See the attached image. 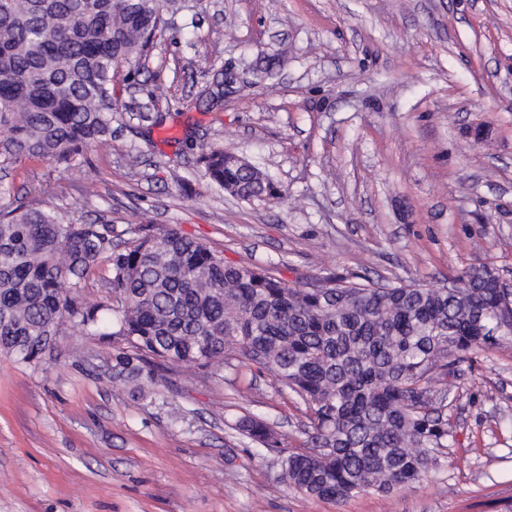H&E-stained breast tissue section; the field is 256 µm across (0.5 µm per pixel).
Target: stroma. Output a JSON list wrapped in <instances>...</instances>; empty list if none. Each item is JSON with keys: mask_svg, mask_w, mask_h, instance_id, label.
<instances>
[{"mask_svg": "<svg viewBox=\"0 0 512 512\" xmlns=\"http://www.w3.org/2000/svg\"><path fill=\"white\" fill-rule=\"evenodd\" d=\"M128 109L67 172L0 173V206L111 225L178 226L225 263L293 285L327 277L441 287L474 263L512 284V0H167ZM276 66H269V59ZM224 86V104L206 90ZM165 121L130 111L155 85ZM214 142L267 174L230 196L204 175ZM98 194L84 197L81 188ZM120 343L65 320L38 364L0 354V512H504L512 504V342L465 364L442 410L446 447L421 482L346 501L290 488L305 405L230 356L146 384ZM265 419L266 448L233 428Z\"/></svg>", "mask_w": 512, "mask_h": 512, "instance_id": "1", "label": "stroma"}]
</instances>
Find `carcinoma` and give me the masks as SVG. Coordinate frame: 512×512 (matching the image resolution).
Segmentation results:
<instances>
[{
  "instance_id": "cac0c4a2",
  "label": "carcinoma",
  "mask_w": 512,
  "mask_h": 512,
  "mask_svg": "<svg viewBox=\"0 0 512 512\" xmlns=\"http://www.w3.org/2000/svg\"><path fill=\"white\" fill-rule=\"evenodd\" d=\"M162 0H0V168L39 159L65 169L112 139V67L140 71ZM204 175L243 200L267 176L212 145ZM122 245L110 224H78L20 203L0 208V352L38 362L61 323L117 338L134 355L201 370L232 352L271 370L311 412L309 450L281 457L284 481L343 501L419 482L445 447L435 397L458 367L512 340V293L487 263L457 287L330 278L292 286L256 265H226L175 227L140 224ZM105 266L111 317L78 298ZM106 326L109 331L101 330ZM490 325L502 328L491 336ZM235 428L265 447L267 422Z\"/></svg>"
}]
</instances>
